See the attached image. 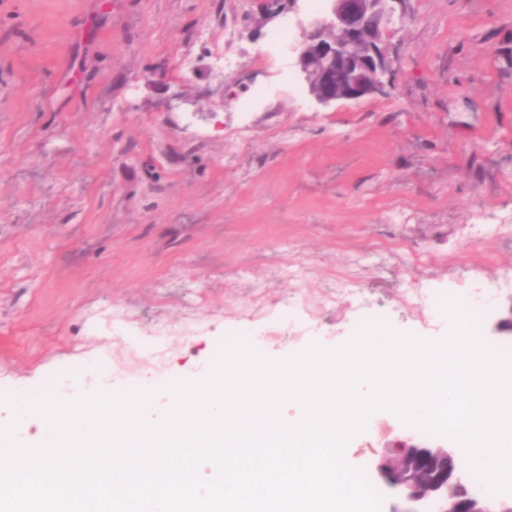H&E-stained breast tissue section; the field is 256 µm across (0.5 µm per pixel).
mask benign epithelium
<instances>
[{"mask_svg": "<svg viewBox=\"0 0 512 512\" xmlns=\"http://www.w3.org/2000/svg\"><path fill=\"white\" fill-rule=\"evenodd\" d=\"M405 2L325 0L326 16L314 20L303 41L292 48L316 103L328 106L384 92L391 75L387 36ZM440 464L448 466V449L422 448L400 429L367 456V472L374 484L410 504L393 512H424L428 506L435 512H512V498L494 508L485 504L467 508L461 480L450 483L438 476L434 468Z\"/></svg>", "mask_w": 512, "mask_h": 512, "instance_id": "obj_1", "label": "benign epithelium"}]
</instances>
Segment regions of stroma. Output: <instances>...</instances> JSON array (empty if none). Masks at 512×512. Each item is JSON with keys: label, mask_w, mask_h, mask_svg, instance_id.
<instances>
[{"label": "stroma", "mask_w": 512, "mask_h": 512, "mask_svg": "<svg viewBox=\"0 0 512 512\" xmlns=\"http://www.w3.org/2000/svg\"><path fill=\"white\" fill-rule=\"evenodd\" d=\"M266 9L0 0V427L3 395L94 358L160 353L112 389L159 379L161 407L233 340L282 360L372 319L441 339L435 308L470 288L512 351V0H407L386 92L327 107L294 56L249 63L283 21ZM228 27L234 77L212 66Z\"/></svg>", "instance_id": "stroma-1"}]
</instances>
